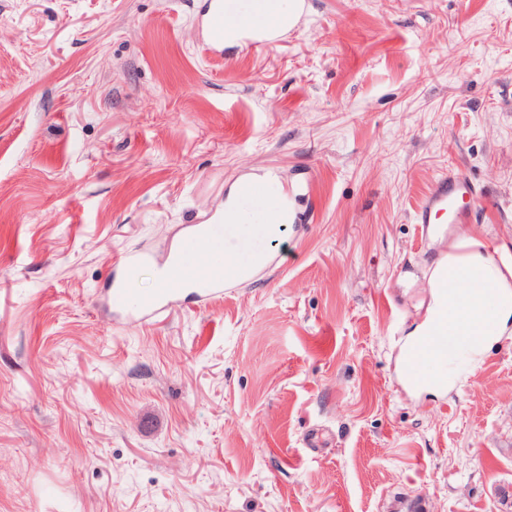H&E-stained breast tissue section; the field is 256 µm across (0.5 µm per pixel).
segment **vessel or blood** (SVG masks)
I'll use <instances>...</instances> for the list:
<instances>
[{"mask_svg":"<svg viewBox=\"0 0 512 512\" xmlns=\"http://www.w3.org/2000/svg\"><path fill=\"white\" fill-rule=\"evenodd\" d=\"M245 0H208L205 13L206 48L211 52L224 50V24L229 15L246 9ZM478 200L476 191L462 177H445L435 182L427 191L423 201L414 212V221L422 231L431 225L449 221L461 224L468 220ZM224 227L219 223L193 224L180 237L171 252L173 261L182 267H196L199 259H207L211 268L195 287L199 300L221 295L224 288ZM134 261L127 255L112 259L110 302L118 313L140 312L155 315L169 308L177 294L176 289L160 288L149 298L141 297L133 285L131 271ZM411 364L407 375L413 382H423L428 374L427 366L433 363V344L424 342L410 353Z\"/></svg>","mask_w":512,"mask_h":512,"instance_id":"b4317fda","label":"vessel or blood"}]
</instances>
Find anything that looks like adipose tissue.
Segmentation results:
<instances>
[{
    "label": "adipose tissue",
    "instance_id": "obj_1",
    "mask_svg": "<svg viewBox=\"0 0 512 512\" xmlns=\"http://www.w3.org/2000/svg\"><path fill=\"white\" fill-rule=\"evenodd\" d=\"M300 17V10H289L288 0H253L249 13L229 19L224 32L228 47L242 45L257 27L269 32L282 28L285 15ZM283 196L256 200L252 213L226 210L225 223L239 225L243 234L261 229L264 239L281 235ZM460 252L442 257V264L458 270L455 281L445 292H436L435 280H428L432 294L426 317L409 331L407 345H414L430 334L440 309L448 311V333L462 342L470 354L479 357L488 352L506 333H512V247L507 244L460 240Z\"/></svg>",
    "mask_w": 512,
    "mask_h": 512
}]
</instances>
